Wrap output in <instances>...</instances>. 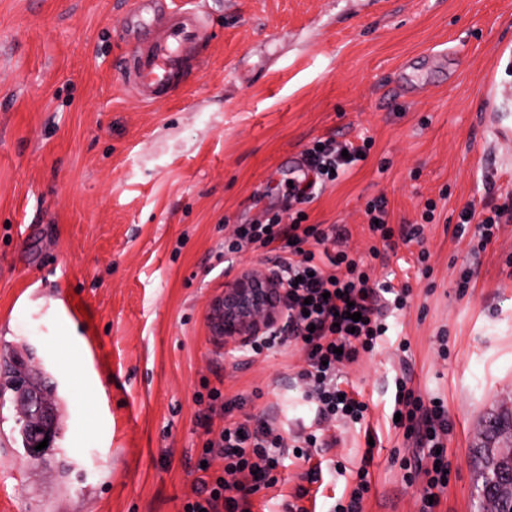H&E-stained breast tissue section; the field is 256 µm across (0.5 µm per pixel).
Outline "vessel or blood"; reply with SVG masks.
Instances as JSON below:
<instances>
[{
  "label": "vessel or blood",
  "instance_id": "vessel-or-blood-1",
  "mask_svg": "<svg viewBox=\"0 0 512 512\" xmlns=\"http://www.w3.org/2000/svg\"><path fill=\"white\" fill-rule=\"evenodd\" d=\"M128 19L157 27L152 40L130 35L125 80L144 101L173 92L198 69L211 39L198 8H172L168 0H132Z\"/></svg>",
  "mask_w": 512,
  "mask_h": 512
}]
</instances>
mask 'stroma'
I'll list each match as a JSON object with an SVG mask.
<instances>
[{
	"label": "stroma",
	"instance_id": "35a3bbf8",
	"mask_svg": "<svg viewBox=\"0 0 512 512\" xmlns=\"http://www.w3.org/2000/svg\"><path fill=\"white\" fill-rule=\"evenodd\" d=\"M209 56L147 104L126 86L122 0H0V351L54 386L59 429L31 461L0 398V512H180L211 415L197 394L243 395L237 419L310 422L295 345L253 357L212 336L210 300L261 253L231 228L287 215L295 158L317 138L372 145L308 204L367 253V201L426 225L429 278L390 346L341 374L371 432L337 428L330 457L372 452L364 512H421L387 383L441 398L451 479L434 512H476L488 417L512 411V223L456 237L465 206L512 203V0H202ZM374 450H367V436Z\"/></svg>",
	"mask_w": 512,
	"mask_h": 512
}]
</instances>
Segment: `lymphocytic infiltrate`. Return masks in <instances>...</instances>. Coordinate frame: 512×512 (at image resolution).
I'll return each mask as SVG.
<instances>
[{
  "instance_id": "obj_1",
  "label": "lymphocytic infiltrate",
  "mask_w": 512,
  "mask_h": 512,
  "mask_svg": "<svg viewBox=\"0 0 512 512\" xmlns=\"http://www.w3.org/2000/svg\"><path fill=\"white\" fill-rule=\"evenodd\" d=\"M367 150V145L340 144L332 138L318 147L307 146L303 155L312 178L294 190L300 210L286 218L275 214L237 225L225 245L228 253L263 252L288 282V317L281 334L303 354L298 377L306 385L307 399L315 404L316 414L309 429L282 435L267 419L253 423L235 420L232 412L244 406V398L228 400L220 389L209 390V403L219 404L225 416L219 427L204 422L206 439L200 458L207 464L222 460L223 467L217 473L207 466L202 469L194 495L183 503L181 512H255L254 494L277 486L280 470L294 456L307 468L302 475L304 483L297 486L287 512H309L304 504L309 486L319 482L323 472L346 474V465L328 456L336 445L331 426L336 421L364 425L369 405L343 391L340 368L356 362L360 354L373 352L390 330L389 318L403 314L412 299L409 284L374 278L371 262L395 250L397 244L415 245L419 248L418 273L428 276L424 226L434 220L436 210L435 202L427 201L423 223L393 225L384 198L367 202L368 230L379 242L365 257L343 249L342 243L349 236L345 226L309 223L304 204L313 202L327 185L364 160ZM510 222V204L494 205L480 213L467 207L459 214L456 233L461 236L468 228H476L485 245L501 225ZM351 310L360 312V320L348 318ZM394 384V410L401 415L395 427L412 449L411 456L401 461L404 480L410 485L423 480L424 494L429 497L450 481L451 468L443 452L451 430L448 410L416 395L408 377H398ZM321 455L327 456V463H318Z\"/></svg>"
}]
</instances>
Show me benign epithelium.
Here are the masks:
<instances>
[{
  "label": "benign epithelium",
  "instance_id": "1",
  "mask_svg": "<svg viewBox=\"0 0 512 512\" xmlns=\"http://www.w3.org/2000/svg\"><path fill=\"white\" fill-rule=\"evenodd\" d=\"M287 282L268 268L246 266L224 282V292L209 306L213 335L224 339V346L239 348L276 336L288 313ZM36 407V427L42 436H52L55 416L50 400L41 394L25 397ZM494 465L485 469L488 483L478 491L479 512H502L512 505V476L501 474L499 466L512 467V427L498 431L491 450Z\"/></svg>",
  "mask_w": 512,
  "mask_h": 512
}]
</instances>
